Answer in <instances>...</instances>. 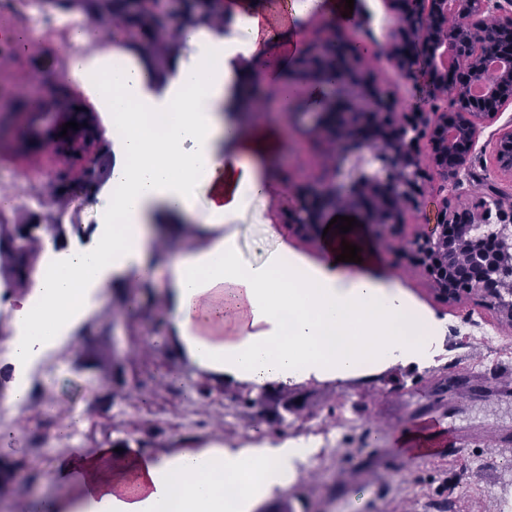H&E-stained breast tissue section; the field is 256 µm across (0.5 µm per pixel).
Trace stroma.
<instances>
[{
	"label": "stroma",
	"mask_w": 512,
	"mask_h": 512,
	"mask_svg": "<svg viewBox=\"0 0 512 512\" xmlns=\"http://www.w3.org/2000/svg\"><path fill=\"white\" fill-rule=\"evenodd\" d=\"M356 21L344 27L346 37L386 43L393 28L386 0H354ZM72 51L56 36L27 39L16 46L0 39V194L13 205L5 219L13 224L54 211L58 174L68 170L72 188L67 215L85 229L100 220L101 206L111 187L103 182L86 187L79 166L68 167L56 155L38 151L20 155L9 143L19 129L62 130L63 112H34L25 108L30 94L49 99L62 82ZM289 78L300 88L287 112H243L245 125H269L281 134L284 147L272 164L274 187L254 203L240 235L242 253L258 259L271 250L264 227L276 225L295 254L308 263L321 257L320 241L295 229L293 212L302 193L315 187L320 159L309 151L315 134L312 110L303 91L311 83L297 69ZM512 120V107L487 122L474 156L458 177L449 199L459 207L480 212L493 197L512 198V179L489 165L500 125ZM434 196H426L419 210L409 211L407 223L389 239H373L364 216L347 232V243L374 253L378 268L396 277L426 311L444 320L447 330L435 362L426 368L392 366L384 371L342 382L310 381L270 389V401L254 405L258 393L245 383L224 379L209 396L198 393L205 375L191 367L178 343L160 347L154 342L153 323L161 314L168 287L163 256L151 259L132 280L112 284L107 305L96 311L83 333L51 353L33 368L27 381L33 392L28 408L13 419L15 435L0 442V454L25 459L38 478L20 485L8 499V512H18L29 496L52 493L69 499L61 486L56 462L72 448L94 452L100 446L129 441L148 451L171 455L182 448H202L219 442L227 448L277 445L288 440L313 439L329 431L337 444L331 453L299 469L285 490L293 512H435L438 504L454 502L455 512H505L512 501V444L496 446L474 442L451 457L410 461L393 450L396 431L416 420L448 415L454 426L476 431L512 432V380L492 379L499 366L512 367V326L500 322L468 296L446 303L438 299L422 268L397 257L400 244L432 223ZM140 288V313L122 311L119 297L127 286ZM110 324L111 359L125 369L126 385L114 393L107 373L74 363L77 350L89 344L91 334ZM461 395L456 412L448 410L450 393ZM288 398L287 407L273 404ZM81 416L82 427L62 440L57 431L63 420Z\"/></svg>",
	"instance_id": "obj_1"
}]
</instances>
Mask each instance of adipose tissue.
Masks as SVG:
<instances>
[{
  "label": "adipose tissue",
  "instance_id": "ef3b65f1",
  "mask_svg": "<svg viewBox=\"0 0 512 512\" xmlns=\"http://www.w3.org/2000/svg\"><path fill=\"white\" fill-rule=\"evenodd\" d=\"M224 28L186 30L183 55L163 90L145 64L100 41L95 25L72 32L64 80H97L88 90L125 135L115 141L112 195L83 244L42 263L15 310L10 339L14 370H30L74 333L108 299L113 280L130 277L159 248L154 222L166 215L199 227L190 248L169 265L164 316L195 368L264 390L308 380L348 381L391 365L429 364L445 332L398 280L377 271L375 258L340 261L335 232L323 240L319 262L297 258L274 227V250L246 258L240 220L264 196L279 149L275 129L245 130L233 118L242 86L238 57L264 61L281 99L294 96L283 73L296 31L269 25L267 8L225 0ZM171 112L168 128L149 118ZM308 450L290 441L231 450L185 448L171 458L130 447L78 452L57 464L76 496L25 501L26 512H226L225 485H235L237 512L282 491Z\"/></svg>",
  "mask_w": 512,
  "mask_h": 512
}]
</instances>
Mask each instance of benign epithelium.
<instances>
[{"label":"benign epithelium","instance_id":"7a95c632","mask_svg":"<svg viewBox=\"0 0 512 512\" xmlns=\"http://www.w3.org/2000/svg\"><path fill=\"white\" fill-rule=\"evenodd\" d=\"M396 44L377 46L368 56L360 44L345 41L336 97L316 116L315 148L326 157L319 190L304 196L294 213L301 233L319 236L324 209H362L377 233L396 230L405 213L418 208L425 182L441 181L442 194L434 223L408 239L405 258L429 275L438 297L448 302L479 289L487 309L512 323V199L495 204V256L480 259L471 253L474 227L489 223L490 212L448 210V177L468 165L479 137V125L512 106V10L499 0H389ZM329 27L319 28L301 59V68L315 60L326 62ZM451 44L459 63L450 69L438 64L439 50ZM387 58L392 67L431 88V109L405 120L386 90L373 83L364 65L370 58ZM498 58L508 66L490 74L486 61ZM489 84L483 96L473 85ZM449 103L441 107L439 103ZM87 126L68 129L42 143L66 161L94 166L97 136L90 117ZM512 123L497 130L495 169L512 177Z\"/></svg>","mask_w":512,"mask_h":512}]
</instances>
